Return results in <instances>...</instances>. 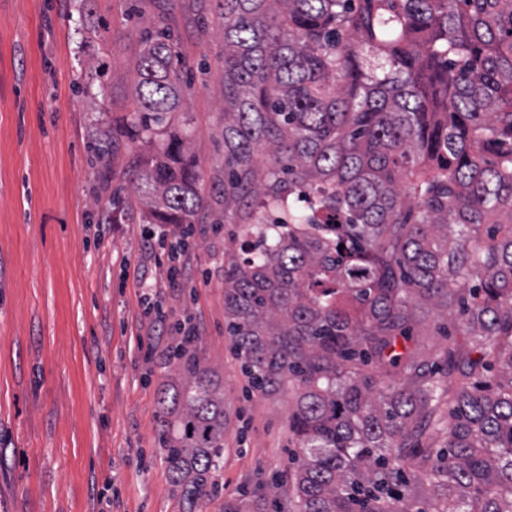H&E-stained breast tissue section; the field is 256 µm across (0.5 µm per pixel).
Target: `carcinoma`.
I'll list each match as a JSON object with an SVG mask.
<instances>
[{
    "mask_svg": "<svg viewBox=\"0 0 512 512\" xmlns=\"http://www.w3.org/2000/svg\"><path fill=\"white\" fill-rule=\"evenodd\" d=\"M218 5L224 213L247 225L225 329L254 388L299 389L291 512H512V0ZM139 46L137 109L93 156L121 137L153 152L107 220L193 224L198 161L170 125L185 62L161 20ZM420 303L457 309L469 346L419 360ZM194 343L161 395L185 512L218 492L224 453V396ZM445 402L448 443L412 446Z\"/></svg>",
    "mask_w": 512,
    "mask_h": 512,
    "instance_id": "1",
    "label": "carcinoma"
}]
</instances>
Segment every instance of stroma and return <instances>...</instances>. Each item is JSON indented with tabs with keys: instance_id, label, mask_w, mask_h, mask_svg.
<instances>
[{
	"instance_id": "1",
	"label": "stroma",
	"mask_w": 512,
	"mask_h": 512,
	"mask_svg": "<svg viewBox=\"0 0 512 512\" xmlns=\"http://www.w3.org/2000/svg\"><path fill=\"white\" fill-rule=\"evenodd\" d=\"M179 39L184 125L207 201L186 280L163 284L151 330L133 274L144 227L107 224L145 143L92 146L131 115L141 21ZM215 0H0V512H183L160 444L173 325L198 330L224 392L221 490L204 512H287L296 390L253 389L224 329V268L242 227L224 216V39Z\"/></svg>"
}]
</instances>
